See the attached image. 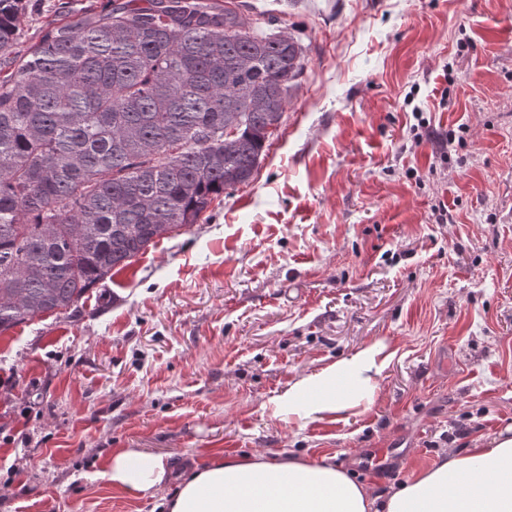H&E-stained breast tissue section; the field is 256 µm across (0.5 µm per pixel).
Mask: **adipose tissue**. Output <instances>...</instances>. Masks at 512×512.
<instances>
[{"mask_svg":"<svg viewBox=\"0 0 512 512\" xmlns=\"http://www.w3.org/2000/svg\"><path fill=\"white\" fill-rule=\"evenodd\" d=\"M383 342L298 376L274 401V415L300 422L339 416L378 387L390 357ZM167 462L133 448L115 451L106 480L127 494L153 496ZM164 512H512V434L502 432L441 460L383 496H372L335 463L292 456L224 457L182 476Z\"/></svg>","mask_w":512,"mask_h":512,"instance_id":"ef3b65f1","label":"adipose tissue"}]
</instances>
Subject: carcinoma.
Listing matches in <instances>:
<instances>
[{
	"label": "carcinoma",
	"instance_id": "1",
	"mask_svg": "<svg viewBox=\"0 0 512 512\" xmlns=\"http://www.w3.org/2000/svg\"><path fill=\"white\" fill-rule=\"evenodd\" d=\"M20 2L0 0V333L247 183L304 68L221 0H57L19 55Z\"/></svg>",
	"mask_w": 512,
	"mask_h": 512
}]
</instances>
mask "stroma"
Instances as JSON below:
<instances>
[{
    "label": "stroma",
    "instance_id": "35a3bbf8",
    "mask_svg": "<svg viewBox=\"0 0 512 512\" xmlns=\"http://www.w3.org/2000/svg\"><path fill=\"white\" fill-rule=\"evenodd\" d=\"M227 3L305 51L272 145L198 224L0 333V512H155L176 484L112 488L119 448L330 458L378 496L512 427V0ZM379 340L369 408L273 416Z\"/></svg>",
    "mask_w": 512,
    "mask_h": 512
}]
</instances>
